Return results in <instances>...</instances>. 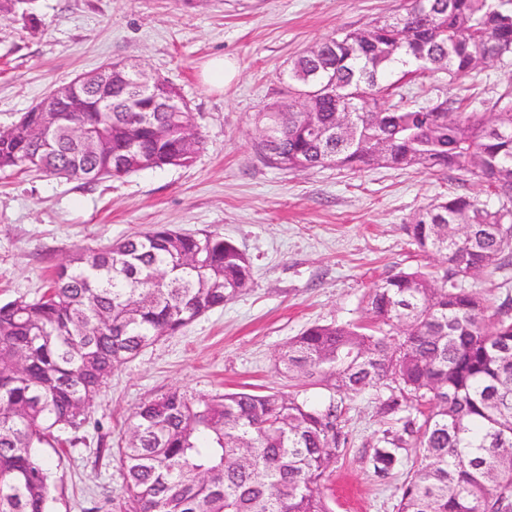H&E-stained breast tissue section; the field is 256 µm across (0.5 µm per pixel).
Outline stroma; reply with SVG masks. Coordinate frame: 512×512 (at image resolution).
<instances>
[{
  "label": "stroma",
  "mask_w": 512,
  "mask_h": 512,
  "mask_svg": "<svg viewBox=\"0 0 512 512\" xmlns=\"http://www.w3.org/2000/svg\"><path fill=\"white\" fill-rule=\"evenodd\" d=\"M403 0H35L36 24L0 18V126L59 85L109 62L139 61L177 87L205 149L186 167L121 180L0 173V302L36 297L79 249L165 224L214 232L246 253L253 280L224 307L147 346L115 369L93 402L81 441L51 455L57 512H126L117 448L141 402L179 388L214 396L248 388L319 386L278 370L276 354L314 324L359 321L374 284L441 259L404 229L437 196L482 195L453 173L384 167L358 174L265 165L253 144L258 113L284 101L291 61L338 30L363 29ZM216 56L237 69L224 90L203 79ZM347 451L321 484L329 512H396L406 473L370 463L384 417L373 393L337 395Z\"/></svg>",
  "instance_id": "obj_1"
}]
</instances>
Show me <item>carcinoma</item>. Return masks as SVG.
Returning <instances> with one entry per match:
<instances>
[{
	"mask_svg": "<svg viewBox=\"0 0 512 512\" xmlns=\"http://www.w3.org/2000/svg\"><path fill=\"white\" fill-rule=\"evenodd\" d=\"M32 2L0 0V18ZM489 63L512 64L504 0H410L313 44L288 68V108L258 113L257 153L274 168L448 171L497 199L454 194L421 209L407 233L443 252V274L401 271L370 290L365 320L312 325L277 354L289 377L335 393L386 391L381 413L400 426L380 430L374 473L403 465L409 447L421 458L397 512H512V298L492 308L466 286L512 268V90L477 103L402 91ZM79 96L80 111L52 122L40 105L22 113L0 137V171L95 182L188 166L203 150L182 131L187 103L160 77L146 92L115 74L110 112L98 92ZM251 282L232 242L156 225L77 252L36 299L0 303V512H53L38 449L79 431L114 368ZM340 415L332 400L247 389L147 400L119 448L130 512H327L319 486L346 451Z\"/></svg>",
	"mask_w": 512,
	"mask_h": 512,
	"instance_id": "cac0c4a2",
	"label": "carcinoma"
}]
</instances>
